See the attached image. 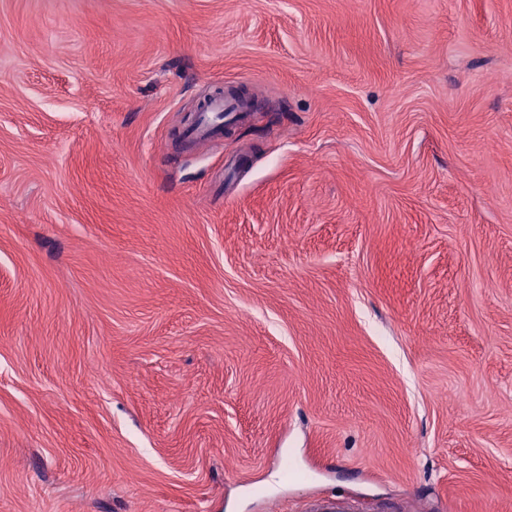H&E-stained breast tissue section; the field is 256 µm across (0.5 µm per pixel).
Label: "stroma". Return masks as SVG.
<instances>
[{
    "mask_svg": "<svg viewBox=\"0 0 512 512\" xmlns=\"http://www.w3.org/2000/svg\"><path fill=\"white\" fill-rule=\"evenodd\" d=\"M336 493L512 512V0H0V512ZM242 105L223 94L212 95L198 113L196 122L182 131L183 142L191 147H201L224 137V122L244 118Z\"/></svg>",
    "mask_w": 512,
    "mask_h": 512,
    "instance_id": "stroma-1",
    "label": "stroma"
}]
</instances>
